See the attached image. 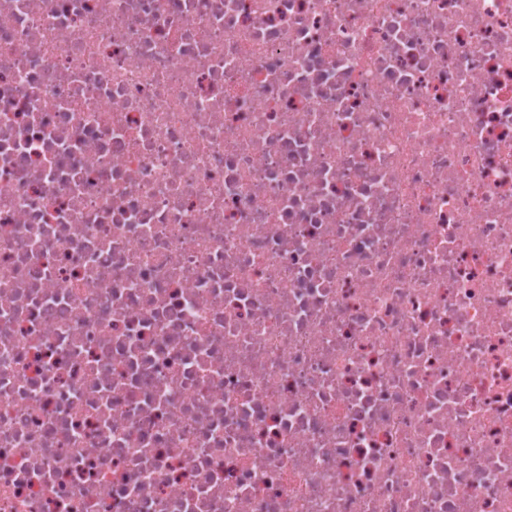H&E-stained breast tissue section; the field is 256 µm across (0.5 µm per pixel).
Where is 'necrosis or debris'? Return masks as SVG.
<instances>
[{
  "label": "necrosis or debris",
  "mask_w": 512,
  "mask_h": 512,
  "mask_svg": "<svg viewBox=\"0 0 512 512\" xmlns=\"http://www.w3.org/2000/svg\"><path fill=\"white\" fill-rule=\"evenodd\" d=\"M0 512H512V0H0Z\"/></svg>",
  "instance_id": "necrosis-or-debris-1"
}]
</instances>
